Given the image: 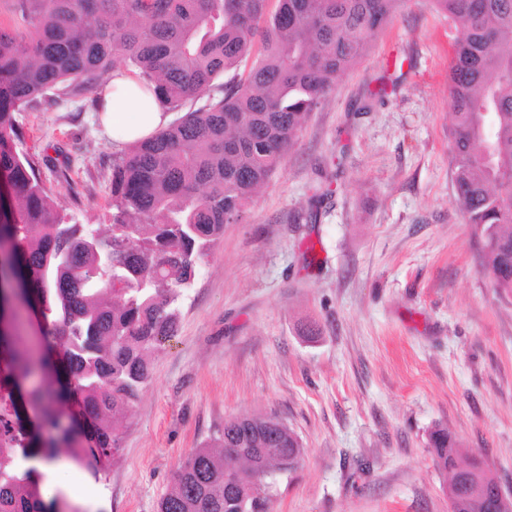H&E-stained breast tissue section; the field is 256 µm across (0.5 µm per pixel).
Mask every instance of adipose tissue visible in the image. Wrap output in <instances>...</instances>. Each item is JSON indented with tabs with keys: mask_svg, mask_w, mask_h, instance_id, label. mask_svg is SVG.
I'll return each instance as SVG.
<instances>
[{
	"mask_svg": "<svg viewBox=\"0 0 512 512\" xmlns=\"http://www.w3.org/2000/svg\"><path fill=\"white\" fill-rule=\"evenodd\" d=\"M104 100L101 124L118 145L147 138L169 121L144 80L126 70L113 71Z\"/></svg>",
	"mask_w": 512,
	"mask_h": 512,
	"instance_id": "obj_1",
	"label": "adipose tissue"
}]
</instances>
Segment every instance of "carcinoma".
Listing matches in <instances>:
<instances>
[{
  "instance_id": "carcinoma-1",
  "label": "carcinoma",
  "mask_w": 512,
  "mask_h": 512,
  "mask_svg": "<svg viewBox=\"0 0 512 512\" xmlns=\"http://www.w3.org/2000/svg\"><path fill=\"white\" fill-rule=\"evenodd\" d=\"M401 2L15 0L30 34L0 28V256L17 284L0 291V512H58L40 465L65 459L96 476L119 453V420L150 379V353L174 336L197 267ZM435 2L461 28L448 73L455 200L481 273L512 294V0ZM116 69L184 115L112 157V224L90 229L61 215L20 150L15 113L95 92ZM194 100L204 104L183 111ZM31 311L51 345H34ZM429 447L451 512H512L446 428ZM301 457L283 422L238 418L178 466L159 512H268Z\"/></svg>"
}]
</instances>
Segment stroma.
Segmentation results:
<instances>
[{"mask_svg": "<svg viewBox=\"0 0 512 512\" xmlns=\"http://www.w3.org/2000/svg\"><path fill=\"white\" fill-rule=\"evenodd\" d=\"M458 37L434 0H404L337 80L183 292L119 454L82 476L93 503L59 488L62 512H158L186 456L245 415L302 442L270 512H448L439 425L512 497V294L481 274L452 190ZM17 121L59 209L110 223L117 148L90 97Z\"/></svg>", "mask_w": 512, "mask_h": 512, "instance_id": "35a3bbf8", "label": "stroma"}]
</instances>
